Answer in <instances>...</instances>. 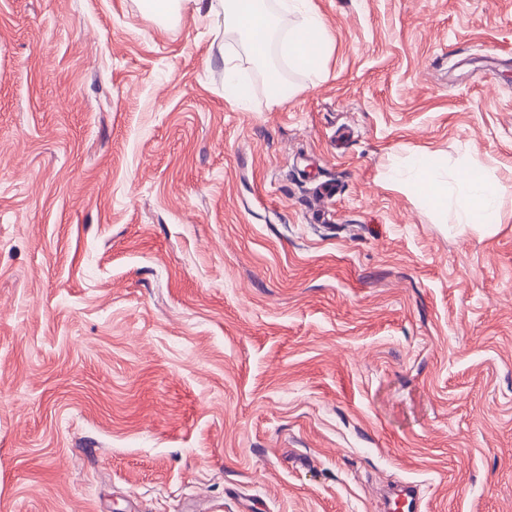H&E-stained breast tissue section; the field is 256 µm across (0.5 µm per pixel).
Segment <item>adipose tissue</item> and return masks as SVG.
<instances>
[{"label": "adipose tissue", "instance_id": "ef3b65f1", "mask_svg": "<svg viewBox=\"0 0 512 512\" xmlns=\"http://www.w3.org/2000/svg\"><path fill=\"white\" fill-rule=\"evenodd\" d=\"M297 3L304 13L303 22L283 40L282 50L296 67L318 74L330 51L326 27L312 0H297ZM205 14L223 15L225 29L239 35L251 61L264 70L271 99L277 103L286 100L292 89L282 80L276 65L268 61L265 52L269 32L283 28L284 19L271 11L268 0H218L217 4L206 6ZM411 172L417 192L438 215L444 217L449 211H456L457 222L463 226L496 223L498 195L484 168H466L451 187L442 180L431 157L422 154L416 158Z\"/></svg>", "mask_w": 512, "mask_h": 512}]
</instances>
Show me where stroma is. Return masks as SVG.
I'll return each instance as SVG.
<instances>
[{"label":"stroma","instance_id":"stroma-1","mask_svg":"<svg viewBox=\"0 0 512 512\" xmlns=\"http://www.w3.org/2000/svg\"><path fill=\"white\" fill-rule=\"evenodd\" d=\"M314 2L274 105L192 12L0 0V512H512V0ZM290 1L298 3L294 2V7L304 12V18L303 23L283 40V53L296 67L320 74L330 51L325 24L311 0ZM239 68L234 59H225L224 63V88L227 100L238 105H245L248 98L247 90L239 82ZM411 180L417 192L425 198L441 217L448 214L451 188L441 179L437 165L427 154H420L411 169ZM457 224H496L498 195L480 166L466 168L456 180Z\"/></svg>","mask_w":512,"mask_h":512}]
</instances>
